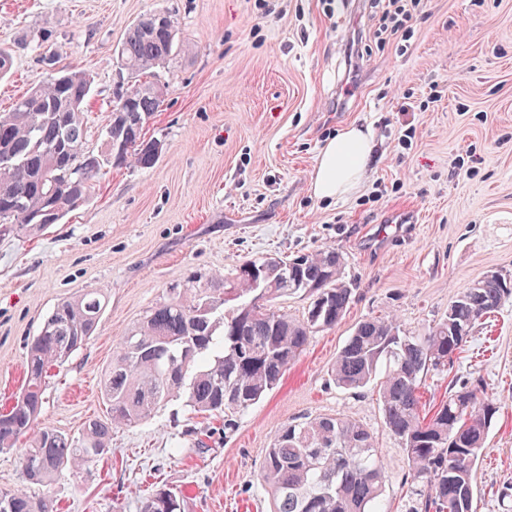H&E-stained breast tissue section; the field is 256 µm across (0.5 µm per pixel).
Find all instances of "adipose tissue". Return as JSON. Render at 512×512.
Instances as JSON below:
<instances>
[{"instance_id":"obj_1","label":"adipose tissue","mask_w":512,"mask_h":512,"mask_svg":"<svg viewBox=\"0 0 512 512\" xmlns=\"http://www.w3.org/2000/svg\"><path fill=\"white\" fill-rule=\"evenodd\" d=\"M373 151L369 128L352 125L329 140L311 175V189L320 199H337L361 186Z\"/></svg>"}]
</instances>
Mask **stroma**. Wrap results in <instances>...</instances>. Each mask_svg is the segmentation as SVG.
Here are the masks:
<instances>
[{
    "instance_id": "1",
    "label": "stroma",
    "mask_w": 512,
    "mask_h": 512,
    "mask_svg": "<svg viewBox=\"0 0 512 512\" xmlns=\"http://www.w3.org/2000/svg\"><path fill=\"white\" fill-rule=\"evenodd\" d=\"M174 15L181 51L157 79L164 102L144 127L148 169H107L85 203L33 234L0 235V407L58 302L107 297L94 336L46 380L38 419L78 435L104 415V371L123 336L189 271L224 274L249 259L332 247L354 288L345 317L314 334L279 385L228 430L172 402L112 429V450L37 487L57 512H140L153 485L183 512H270L258 473L276 432L342 415L376 437L388 512H410L401 444L370 393L336 387L331 368L356 324L394 317L422 334L488 271L512 275V0H424L405 46L377 47L380 0H0V112L45 75L41 58L92 77L84 149L123 74L119 49L139 19ZM361 36L362 57L345 54ZM370 127L375 157L360 190L316 198L322 146ZM481 377L500 411L477 469L474 512H512V300L476 326L452 369L430 372L422 402Z\"/></svg>"
}]
</instances>
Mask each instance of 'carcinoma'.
I'll list each match as a JSON object with an SVG mask.
<instances>
[{"instance_id": "1", "label": "carcinoma", "mask_w": 512, "mask_h": 512, "mask_svg": "<svg viewBox=\"0 0 512 512\" xmlns=\"http://www.w3.org/2000/svg\"><path fill=\"white\" fill-rule=\"evenodd\" d=\"M176 26L165 30L140 19L121 44V65L136 90L130 105L113 106L105 125V154L83 152V112L91 79L79 71L49 70L46 78L0 113V224L34 234L58 223L90 196L106 165L151 168L158 154L141 141L163 91L148 79L178 51ZM132 133L118 158L113 140ZM267 264L274 286L261 290L237 270L221 275L191 271L166 289L123 337L100 388L106 415L71 436L36 420L44 404L47 371L84 346L96 332L105 298L96 291L65 300L44 320L25 359V382L0 412V450L28 442L23 471L35 484L75 472L110 451L112 427L149 419L174 399L194 413L233 417L278 386L311 336L346 315L353 288L334 248L278 258ZM307 299L296 319L276 306L284 296ZM512 297V280L491 271L465 288L448 316L421 336L394 319L371 317L356 325L331 369L337 387L376 396L385 426L400 440L416 494L410 512H473L476 472L498 403L476 379L448 394L435 411L420 413L428 372L450 367L475 324ZM260 478L271 512H384L386 475L373 433L347 417L319 416L284 425L264 457ZM45 496L0 490V512H54ZM140 512H182L178 492L153 487Z\"/></svg>"}]
</instances>
